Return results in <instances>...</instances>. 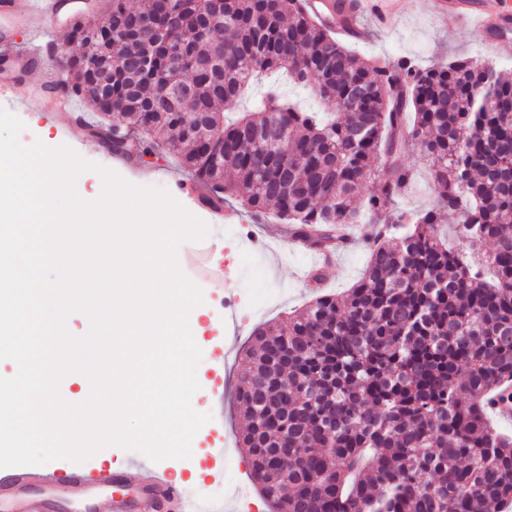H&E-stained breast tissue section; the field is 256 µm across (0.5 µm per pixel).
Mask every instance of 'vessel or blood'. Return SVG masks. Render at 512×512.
Masks as SVG:
<instances>
[{"label":"vessel or blood","mask_w":512,"mask_h":512,"mask_svg":"<svg viewBox=\"0 0 512 512\" xmlns=\"http://www.w3.org/2000/svg\"><path fill=\"white\" fill-rule=\"evenodd\" d=\"M493 0H433L443 15L462 16L497 50L512 51V14ZM78 0H0V99L16 100L21 81L40 76L54 88L62 115L75 112L72 96L50 60V32L77 11ZM307 10L334 26L339 36L367 41L361 0H305ZM166 504L180 512H223L200 507L186 486L150 462L126 468L47 463L0 471V512H159Z\"/></svg>","instance_id":"1"}]
</instances>
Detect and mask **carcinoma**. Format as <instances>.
<instances>
[{"label":"carcinoma","instance_id":"1","mask_svg":"<svg viewBox=\"0 0 512 512\" xmlns=\"http://www.w3.org/2000/svg\"><path fill=\"white\" fill-rule=\"evenodd\" d=\"M105 16L96 30L72 22L76 51L59 68L123 130L112 148L126 150L124 130L136 129L140 152L176 155L214 208L272 205L296 237L337 246L363 210L378 226L352 288L258 329L246 351L241 442L271 512H502L512 435L486 401L512 380V82L471 58L380 67L299 0H107ZM183 35L188 62L171 82ZM266 72L310 89L321 108L270 86L224 123V107ZM409 144L437 161V206L384 216L410 183ZM382 168L378 192L355 206ZM447 221L472 247L493 243L479 267L437 236Z\"/></svg>","mask_w":512,"mask_h":512}]
</instances>
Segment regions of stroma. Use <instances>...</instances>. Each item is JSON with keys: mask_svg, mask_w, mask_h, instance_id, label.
Masks as SVG:
<instances>
[{"mask_svg": "<svg viewBox=\"0 0 512 512\" xmlns=\"http://www.w3.org/2000/svg\"><path fill=\"white\" fill-rule=\"evenodd\" d=\"M431 5L432 0H400L394 22L368 17L376 36L371 43L353 44V51L365 59L396 62L408 58L423 66L474 57L494 64L503 76L512 79V54H500L482 45L468 22L436 15ZM75 106L85 118V125L47 118L42 110H18V117L26 125L20 142L39 140L53 148L66 145L87 161L113 168L134 185L171 190L175 176L172 160L160 157L148 164L132 159L111 163L104 140L95 134L96 129L105 127V119L83 101H76ZM403 160L413 167L415 180L397 199L395 210L415 212L433 208V158L421 157L411 148ZM176 199L210 227L204 240L183 243L177 258L182 272L202 291L201 322L206 331L197 340L202 357L197 366L199 388L191 403L196 411L210 414L211 419L195 434L190 458L168 459L164 465L181 479H188L196 468H210L214 448L222 445L241 465L238 482L246 483L250 480L244 466L246 457L238 444L245 426L241 408L231 397L217 401L214 393L220 386L237 385L246 366L244 353L252 344L251 332L256 326L276 322L315 298L316 293L304 276L310 265L309 251L285 238L272 241L264 251L263 273L253 274L243 269L239 245L225 239L214 212L204 207L196 195L180 193ZM368 260V250L357 243L342 250L331 262L319 264L325 291L345 292L360 277ZM225 349L231 350L232 355L222 371H215L216 358Z\"/></svg>", "mask_w": 512, "mask_h": 512, "instance_id": "obj_1", "label": "stroma"}]
</instances>
